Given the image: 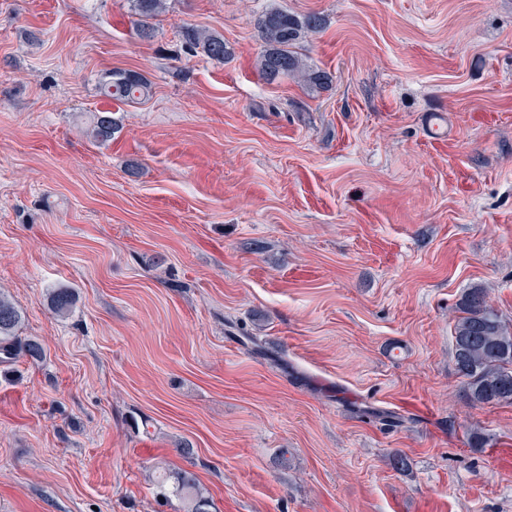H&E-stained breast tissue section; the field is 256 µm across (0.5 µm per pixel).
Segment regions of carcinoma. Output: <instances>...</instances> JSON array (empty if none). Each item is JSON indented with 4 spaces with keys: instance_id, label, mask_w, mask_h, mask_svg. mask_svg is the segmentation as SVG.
<instances>
[{
    "instance_id": "obj_1",
    "label": "carcinoma",
    "mask_w": 512,
    "mask_h": 512,
    "mask_svg": "<svg viewBox=\"0 0 512 512\" xmlns=\"http://www.w3.org/2000/svg\"><path fill=\"white\" fill-rule=\"evenodd\" d=\"M133 2L139 16V35L149 39L153 34L149 19L163 9V0ZM258 25L265 43V49L258 57V67L266 78L275 80L289 76L311 88L329 86V75L306 66L295 50L300 40L323 29L325 19L320 14L311 12L297 16L270 6L259 17ZM182 37L191 49L199 48L211 59L222 60L229 55L224 37L219 34L186 27ZM100 88L105 96L124 104L148 95L150 85L139 72L111 70L102 76ZM118 129L117 119L106 110L95 113L90 133L94 139L107 142ZM75 302V293L68 288H54L50 292L51 308L58 315L70 314ZM21 322L20 309L0 293V364L14 362L20 357L40 362L45 357L39 341L17 336ZM454 358L474 404L512 403V333L479 288H473L465 295L459 309L454 324ZM158 485L163 495H172L184 502L186 512H216L212 499L189 471L171 473L162 470Z\"/></svg>"
}]
</instances>
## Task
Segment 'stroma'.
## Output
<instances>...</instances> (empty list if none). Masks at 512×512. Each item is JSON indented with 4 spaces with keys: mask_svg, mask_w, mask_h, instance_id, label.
<instances>
[{
    "mask_svg": "<svg viewBox=\"0 0 512 512\" xmlns=\"http://www.w3.org/2000/svg\"><path fill=\"white\" fill-rule=\"evenodd\" d=\"M271 5L325 16L298 51L328 88L258 70ZM136 21L133 0H0V291L46 353L0 365V512H184L162 468L217 512H512V404H473L453 358L468 289L512 328V0ZM116 69L148 96L105 97ZM182 37L191 50L201 48L202 52L211 59L224 60L230 53L224 37L219 34L186 27L182 31ZM103 94L117 103H128L148 95L149 82L141 73L131 70H111L100 82ZM112 111H99L95 113L91 125L90 133L92 137L101 142L112 140V136L119 129L117 119ZM158 485L164 496H174L185 504L187 512H216L214 503L199 486L193 473L159 471Z\"/></svg>",
    "mask_w": 512,
    "mask_h": 512,
    "instance_id": "1",
    "label": "stroma"
}]
</instances>
